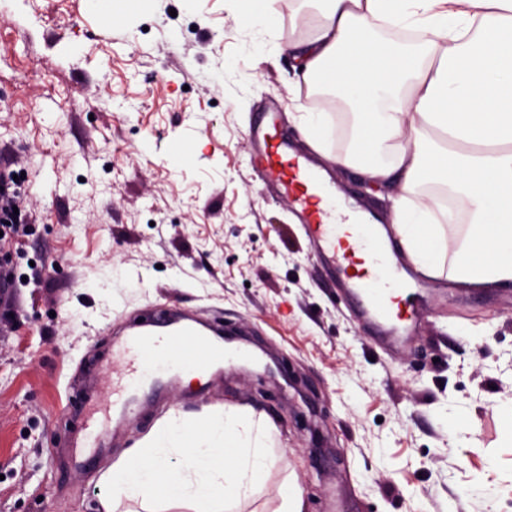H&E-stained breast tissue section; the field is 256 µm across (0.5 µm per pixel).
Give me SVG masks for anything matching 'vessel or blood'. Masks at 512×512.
Wrapping results in <instances>:
<instances>
[{
	"label": "vessel or blood",
	"mask_w": 512,
	"mask_h": 512,
	"mask_svg": "<svg viewBox=\"0 0 512 512\" xmlns=\"http://www.w3.org/2000/svg\"><path fill=\"white\" fill-rule=\"evenodd\" d=\"M276 111V105H269L248 130L253 169L271 192L288 203L300 223L306 224L317 261L337 274L345 292L363 297L368 315L386 325L416 318L419 311L408 303L407 281L390 266L385 254L386 232L365 216H350L337 205L336 183L329 168L296 149L278 125ZM198 334L192 318L171 335L131 332L121 344L122 385L111 391L112 400L120 401L151 374L163 373L173 364L184 373L206 369L218 355L209 343L201 344V356H175L180 345L195 342Z\"/></svg>",
	"instance_id": "vessel-or-blood-1"
}]
</instances>
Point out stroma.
<instances>
[{
	"label": "stroma",
	"mask_w": 512,
	"mask_h": 512,
	"mask_svg": "<svg viewBox=\"0 0 512 512\" xmlns=\"http://www.w3.org/2000/svg\"><path fill=\"white\" fill-rule=\"evenodd\" d=\"M0 0V166L22 172L30 232L0 249L18 279L0 323V512H102L101 474L170 413L246 408L273 464L234 512H512V287L443 277L403 344L375 338L304 225L254 173L246 139L269 97L309 91L286 46L293 0L251 30L240 0ZM362 210L396 186L335 169ZM219 319L259 351L206 382L150 379L112 406L136 318ZM285 373L264 375L268 357ZM99 425L78 466L69 441Z\"/></svg>",
	"instance_id": "1"
}]
</instances>
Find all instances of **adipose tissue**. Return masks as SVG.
<instances>
[{
    "label": "adipose tissue",
    "mask_w": 512,
    "mask_h": 512,
    "mask_svg": "<svg viewBox=\"0 0 512 512\" xmlns=\"http://www.w3.org/2000/svg\"><path fill=\"white\" fill-rule=\"evenodd\" d=\"M295 2L315 22L288 46L297 75L352 116L332 161L402 187L390 219L405 258L422 276L446 270L467 288L512 285V0ZM423 183L464 204L462 236L411 198ZM265 431L237 410L170 413L103 474L102 508L224 512L271 465Z\"/></svg>",
    "instance_id": "obj_1"
}]
</instances>
